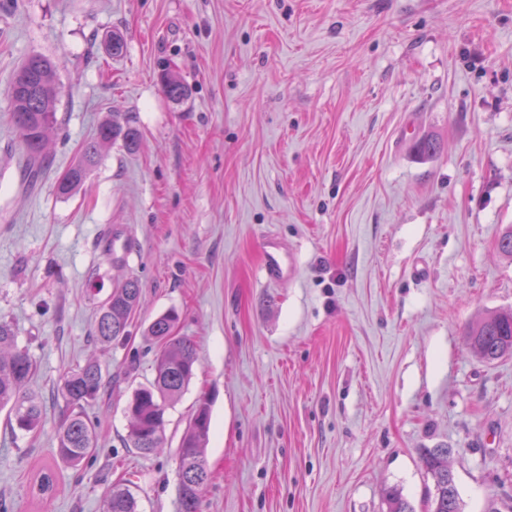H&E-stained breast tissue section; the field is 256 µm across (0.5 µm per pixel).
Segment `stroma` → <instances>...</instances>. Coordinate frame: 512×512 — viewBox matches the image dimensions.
Wrapping results in <instances>:
<instances>
[{"label": "stroma", "instance_id": "1", "mask_svg": "<svg viewBox=\"0 0 512 512\" xmlns=\"http://www.w3.org/2000/svg\"><path fill=\"white\" fill-rule=\"evenodd\" d=\"M32 53L60 90L33 185L9 101ZM112 115L133 118L139 150L112 145L58 196ZM410 126L440 152L419 156ZM510 226L512 0H0V317L43 402L33 435L0 411V504L105 512L123 483L140 512H177V449L205 397L202 512H386L388 486L426 512L420 452L446 447L462 512H512V356L465 342L512 309ZM271 235L298 267L269 283ZM130 276V335L100 348L88 291ZM172 308L199 370L144 455L124 410L153 377L143 332ZM93 357L98 447L74 469L53 460L61 385ZM48 464L58 488L38 500Z\"/></svg>", "mask_w": 512, "mask_h": 512}]
</instances>
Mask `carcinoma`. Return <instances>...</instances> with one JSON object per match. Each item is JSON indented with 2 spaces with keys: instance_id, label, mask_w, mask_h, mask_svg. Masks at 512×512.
Here are the masks:
<instances>
[{
  "instance_id": "carcinoma-1",
  "label": "carcinoma",
  "mask_w": 512,
  "mask_h": 512,
  "mask_svg": "<svg viewBox=\"0 0 512 512\" xmlns=\"http://www.w3.org/2000/svg\"><path fill=\"white\" fill-rule=\"evenodd\" d=\"M163 90L172 100L186 94L185 84L171 71L163 74ZM59 87L55 81V64L46 56L33 53L20 65L9 90L14 125L25 148V167L29 177H36L46 156L47 133L57 124L55 103ZM141 134L131 121L107 118L100 123L96 136L86 142L79 159L57 181L56 192L67 197L78 190L99 163L103 151L116 144L129 153L139 148ZM421 156L435 155L440 143L431 134L421 136L414 145ZM142 289L138 279L130 277L112 289L98 305L92 340L101 347L129 336L132 316L139 309ZM179 314L170 309L156 317L147 327L150 344L157 346L153 359V378L133 393L126 413L129 418L127 444L142 453H152L162 447V431L168 408L187 389L196 368L197 349L187 336L177 333ZM470 348L483 360L493 361L512 355V311L491 314L466 332ZM37 364L23 349L17 347L13 326L0 320V408L8 409V421L13 430L35 434L40 428L42 407L38 396L26 389L35 374ZM103 389L99 364L88 361L69 370L63 379L62 395L66 414L57 437L55 457L73 468L91 457L96 441L95 423L85 411ZM208 403L199 401L182 435L179 446L178 512H201L203 489L210 480L205 459L209 436ZM449 448H425L420 454L421 465L433 483L429 493L430 512H461L454 476L448 466ZM55 474L44 469L32 486V494L43 498L54 490ZM386 512H414L400 490L390 487L385 492ZM106 512H138L132 492L120 485L112 486Z\"/></svg>"
}]
</instances>
